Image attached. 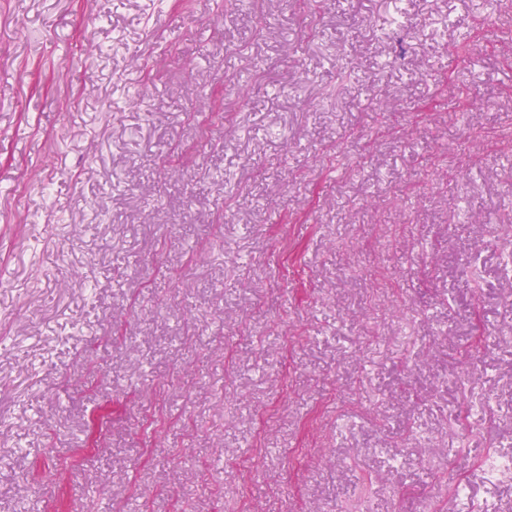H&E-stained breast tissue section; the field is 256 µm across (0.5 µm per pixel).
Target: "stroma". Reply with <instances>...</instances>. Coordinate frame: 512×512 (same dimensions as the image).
Listing matches in <instances>:
<instances>
[{"label": "stroma", "instance_id": "obj_1", "mask_svg": "<svg viewBox=\"0 0 512 512\" xmlns=\"http://www.w3.org/2000/svg\"><path fill=\"white\" fill-rule=\"evenodd\" d=\"M489 449L512 0H0V512H512Z\"/></svg>", "mask_w": 512, "mask_h": 512}]
</instances>
